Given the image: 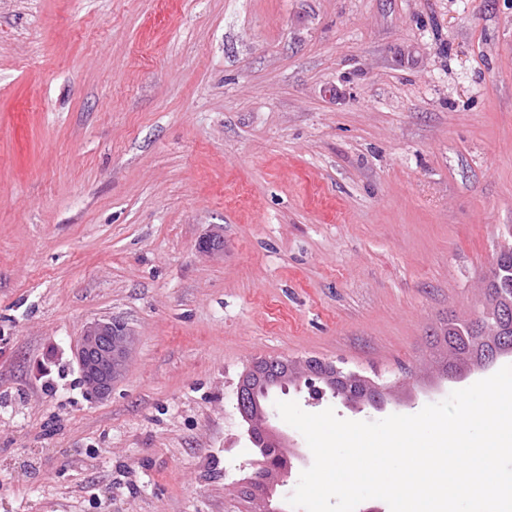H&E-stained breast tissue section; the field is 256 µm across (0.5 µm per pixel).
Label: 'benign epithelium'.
I'll return each mask as SVG.
<instances>
[{"mask_svg":"<svg viewBox=\"0 0 512 512\" xmlns=\"http://www.w3.org/2000/svg\"><path fill=\"white\" fill-rule=\"evenodd\" d=\"M511 304L509 287L500 286L486 298L481 314L483 322L474 338L478 345L493 347L481 361L483 366L512 354V340L507 337L500 317L502 309ZM132 344L130 329L119 320H95L84 326L74 348V358L90 397L104 400L112 394L115 383L126 371ZM302 380L310 395L322 397L328 392L355 410L363 405L380 409L386 401L384 387L332 363L323 362L313 369L309 362L298 366L284 360L273 378L267 376L264 362L252 363L237 388V408L248 423L250 438L262 457L261 477L242 490L244 500L255 505L252 512H286L274 499L276 486L290 477L293 461L301 459L302 455L297 450L288 451V437L270 422L268 402L276 391L285 392L288 385Z\"/></svg>","mask_w":512,"mask_h":512,"instance_id":"obj_1","label":"benign epithelium"}]
</instances>
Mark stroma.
I'll list each match as a JSON object with an SVG mask.
<instances>
[{
    "label": "stroma",
    "instance_id": "obj_1",
    "mask_svg": "<svg viewBox=\"0 0 512 512\" xmlns=\"http://www.w3.org/2000/svg\"><path fill=\"white\" fill-rule=\"evenodd\" d=\"M509 224L512 0H0V512H246L259 358L383 386L285 395L353 421L512 365L448 381L431 336ZM124 322L116 319L87 323L74 348V358L87 394L104 400L126 371L133 337Z\"/></svg>",
    "mask_w": 512,
    "mask_h": 512
}]
</instances>
